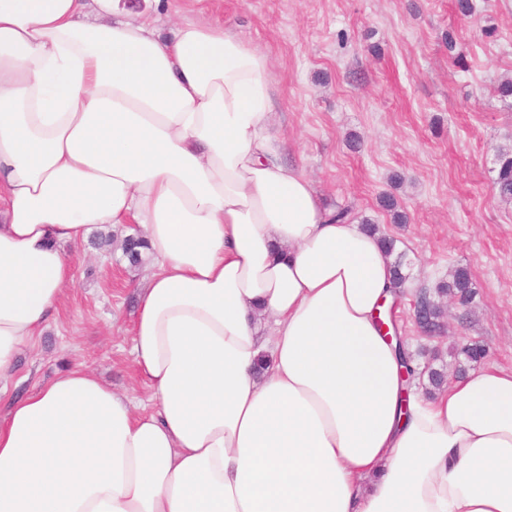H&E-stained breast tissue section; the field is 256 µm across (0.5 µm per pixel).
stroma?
I'll return each mask as SVG.
<instances>
[{
  "label": "stroma",
  "mask_w": 512,
  "mask_h": 512,
  "mask_svg": "<svg viewBox=\"0 0 512 512\" xmlns=\"http://www.w3.org/2000/svg\"><path fill=\"white\" fill-rule=\"evenodd\" d=\"M120 0L164 34L177 22L223 23L270 62L273 131L284 161L297 165L329 208L346 207L396 239L410 282L435 288L457 268L476 295L451 309L442 334L421 335L409 299L394 313L418 364L412 389L429 370L449 378L478 367L464 347L512 369V204L495 193L499 149L512 147V0ZM456 53H449L446 34ZM394 195L407 223L380 205ZM106 239L76 249L75 282L57 316L19 354L10 398L58 372L85 366L119 393L147 399L129 353L135 290L148 266L123 256L134 224L109 226Z\"/></svg>",
  "instance_id": "stroma-1"
}]
</instances>
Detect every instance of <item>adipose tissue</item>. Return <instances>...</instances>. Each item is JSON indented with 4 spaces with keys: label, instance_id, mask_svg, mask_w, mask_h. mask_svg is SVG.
<instances>
[{
    "label": "adipose tissue",
    "instance_id": "adipose-tissue-1",
    "mask_svg": "<svg viewBox=\"0 0 512 512\" xmlns=\"http://www.w3.org/2000/svg\"><path fill=\"white\" fill-rule=\"evenodd\" d=\"M267 57L117 0H0V382L137 224V410L80 366L0 418V512H512V370L406 393L393 265L271 135Z\"/></svg>",
    "mask_w": 512,
    "mask_h": 512
}]
</instances>
